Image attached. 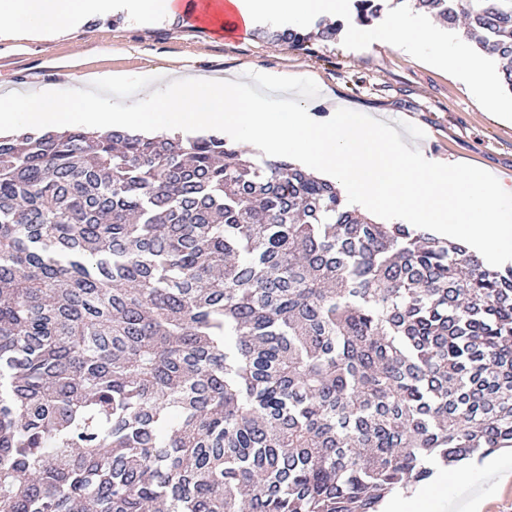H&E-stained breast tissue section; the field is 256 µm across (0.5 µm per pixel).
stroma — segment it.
Listing matches in <instances>:
<instances>
[{"label":"stroma","mask_w":512,"mask_h":512,"mask_svg":"<svg viewBox=\"0 0 512 512\" xmlns=\"http://www.w3.org/2000/svg\"><path fill=\"white\" fill-rule=\"evenodd\" d=\"M443 36L441 44L397 48L355 43L343 29L308 53L252 29L240 37L207 34L183 15L156 20L132 9L131 0H112L111 9L87 14L65 39L0 40V93L67 90L75 78L85 88L102 69L155 77L159 89L174 73L215 80L248 71L308 77L320 94L306 108L319 119L342 107L362 112L392 125L425 155L457 159L512 182V91L491 57L481 56L483 76L496 84L501 103L481 107L465 80L436 64L443 44L463 42L456 30ZM485 494V512H512V483L499 484L494 474L461 476L445 512H467L468 503Z\"/></svg>","instance_id":"35a3bbf8"}]
</instances>
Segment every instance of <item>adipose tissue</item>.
<instances>
[{
	"instance_id": "obj_1",
	"label": "adipose tissue",
	"mask_w": 512,
	"mask_h": 512,
	"mask_svg": "<svg viewBox=\"0 0 512 512\" xmlns=\"http://www.w3.org/2000/svg\"><path fill=\"white\" fill-rule=\"evenodd\" d=\"M349 0H228L227 6L213 4L210 0L202 14L203 19L231 10L237 14V24L250 28L255 16L275 17L282 12L297 16L342 14ZM110 0H0V36H27L31 34L59 38L69 33L77 18L93 10H105ZM355 40L373 44L391 41L409 46L438 39L436 30L418 28L402 16H394L388 31L355 23L350 27ZM458 475L451 470H438L430 488L407 487L389 496L381 505V512H442L443 502Z\"/></svg>"
}]
</instances>
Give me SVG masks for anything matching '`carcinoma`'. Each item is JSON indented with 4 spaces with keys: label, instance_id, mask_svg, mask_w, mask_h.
<instances>
[{
    "label": "carcinoma",
    "instance_id": "obj_1",
    "mask_svg": "<svg viewBox=\"0 0 512 512\" xmlns=\"http://www.w3.org/2000/svg\"><path fill=\"white\" fill-rule=\"evenodd\" d=\"M352 2L512 88V0ZM510 446L512 268L216 136L0 137V512H378Z\"/></svg>",
    "mask_w": 512,
    "mask_h": 512
}]
</instances>
